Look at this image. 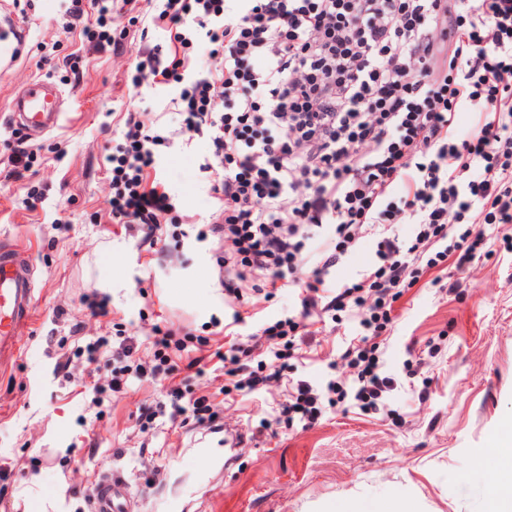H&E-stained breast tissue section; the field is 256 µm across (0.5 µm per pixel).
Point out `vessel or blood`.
<instances>
[{
  "mask_svg": "<svg viewBox=\"0 0 512 512\" xmlns=\"http://www.w3.org/2000/svg\"><path fill=\"white\" fill-rule=\"evenodd\" d=\"M26 33L12 27L8 37H0V71L12 65L22 54ZM63 100L50 93L49 84L35 80L22 88L11 103L10 119L14 125L36 132H49L61 120ZM15 247L0 249V360L14 354L21 330L34 309V287L29 266L18 261ZM124 484L115 475L104 477L94 503V512H120L119 501Z\"/></svg>",
  "mask_w": 512,
  "mask_h": 512,
  "instance_id": "obj_1",
  "label": "vessel or blood"
}]
</instances>
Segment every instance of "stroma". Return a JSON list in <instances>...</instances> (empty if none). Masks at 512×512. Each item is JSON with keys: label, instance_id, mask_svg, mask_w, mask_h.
<instances>
[{"label": "stroma", "instance_id": "35a3bbf8", "mask_svg": "<svg viewBox=\"0 0 512 512\" xmlns=\"http://www.w3.org/2000/svg\"><path fill=\"white\" fill-rule=\"evenodd\" d=\"M73 19L65 0H0V11L27 32L22 57L0 72V243L17 245L34 270L36 306L18 351L0 364V512H92L101 477L119 474L131 512H489L502 472L494 438L512 425V224L488 228L491 255L453 271L452 284L418 283L396 302L384 333L385 368L406 382V362L425 360L422 398L395 393L393 416L335 407L315 425L281 424L262 435L267 402L283 390L224 394L222 371L190 377L195 345L170 355L190 389L209 396L220 427L171 421L165 379H130L93 401L112 378L113 346L132 347V363L151 364L157 331L191 334L210 346L232 310L217 280L218 250L197 234L214 218L212 182L201 166L206 138L181 124L182 83L163 90L134 85L139 52L174 54L171 24L154 0H122L92 37L95 0ZM50 79L66 102L58 128L34 139L10 122L16 90ZM154 123L156 178L176 209L165 249L149 248L138 227L110 216L112 182L105 158L129 116ZM27 152L29 163L18 162ZM264 276L246 290L239 338L298 315V289L265 295ZM103 298V314L82 304ZM316 344L296 378L312 383L344 373L351 324L308 323ZM107 338L96 363L79 347ZM150 429H143L146 415ZM245 446L224 460L225 432Z\"/></svg>", "mask_w": 512, "mask_h": 512}]
</instances>
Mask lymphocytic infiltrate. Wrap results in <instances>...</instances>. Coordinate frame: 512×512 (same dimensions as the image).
Returning <instances> with one entry per match:
<instances>
[{
    "mask_svg": "<svg viewBox=\"0 0 512 512\" xmlns=\"http://www.w3.org/2000/svg\"><path fill=\"white\" fill-rule=\"evenodd\" d=\"M159 2L176 42L213 47L210 68L179 99L186 129L209 142L206 169L224 202L211 233L224 245L226 295L242 298L261 274L273 289L302 286L300 317L343 313L358 327L342 353L349 377L313 384L288 377L312 343L299 317L270 323L252 342L216 351L225 392L283 385L286 398L260 420L263 430L312 425L339 403L391 413L399 383L384 369L380 337L394 302L431 269L487 252L481 216L512 224V0H261L231 17L224 0ZM472 86L487 87L480 109L490 119L460 140L451 99ZM163 140L132 118L106 158L113 223L140 225L153 246L175 209L146 184ZM397 212L411 237L394 231ZM369 233L370 269L332 285L340 259ZM154 346L153 364L133 369L123 363L130 345L113 350L121 365L111 392L131 373L172 374L168 351L184 339L166 333ZM258 351L263 360L246 371Z\"/></svg>",
    "mask_w": 512,
    "mask_h": 512,
    "instance_id": "lymphocytic-infiltrate-1",
    "label": "lymphocytic infiltrate"
}]
</instances>
